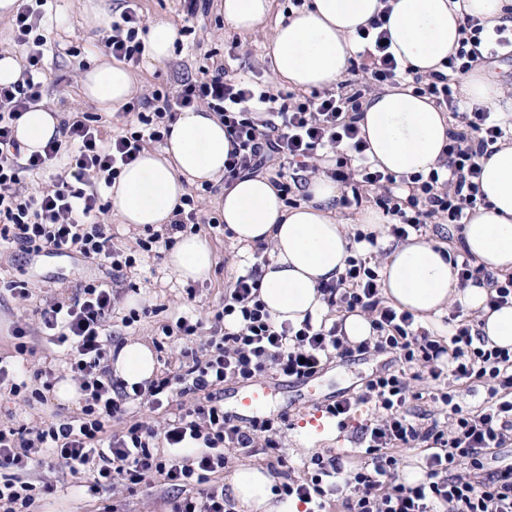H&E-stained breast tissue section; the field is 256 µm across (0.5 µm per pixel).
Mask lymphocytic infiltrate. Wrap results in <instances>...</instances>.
Wrapping results in <instances>:
<instances>
[{"label": "lymphocytic infiltrate", "instance_id": "lymphocytic-infiltrate-1", "mask_svg": "<svg viewBox=\"0 0 512 512\" xmlns=\"http://www.w3.org/2000/svg\"><path fill=\"white\" fill-rule=\"evenodd\" d=\"M48 0H18L13 18L14 44L25 58L22 75L0 84V249L23 255L80 254L123 272L134 267L137 251H151L161 236H173L203 220L199 192L184 194L163 233L136 239L134 246L113 242L103 192L134 162L148 143L163 141L177 112L204 106L224 123L231 149L224 162V181L271 168L283 195H292L309 176L322 172L325 152L336 155L330 178L348 188L343 208L361 206L364 196L389 217L396 240L426 233L430 225L462 228L484 195L480 190V157L503 139V121L490 108L466 106L457 91L462 77L484 60L512 58V27L488 26L465 17L460 38L444 60L443 71L413 78V91L431 99L456 122L436 167L428 173L400 176L374 167L360 135L361 106L366 95L383 90L404 73L384 41V14L359 27L362 51L350 60V80L337 89L307 95L256 89L252 80L230 76L225 62L200 66L197 78L183 79L175 93L153 90L128 102L137 130L107 134L100 117L78 109L60 126L61 135L43 151L24 155L14 136L18 120L47 97L44 77L49 45L40 27ZM146 21L137 0H127L100 51L130 66L145 51ZM55 182H46L47 174ZM237 276L215 315L219 327L204 355L181 350L176 372H163L148 386L127 392L106 373L107 319L117 298L113 288L97 280L80 283L67 301H55L39 312L49 343L68 348L66 369L84 397L81 414L40 428L0 427V468L11 475L0 481V512H29L36 495H51L53 485L35 486L27 476L36 453L65 465L73 474L89 473L94 489L113 482L127 488L158 476L176 488L180 498L172 512H233L220 474L229 454H281L279 434L287 415L265 416L241 425L217 403L225 382H251L267 372L306 379L318 374L332 357L389 352L395 367L370 379L364 390L325 406L327 417L345 426L363 406L371 414L361 426L364 458L343 468L339 456L314 452L305 462L307 475L283 478L280 494L305 504V512H327L341 501L344 512H512V463L489 468V452L502 447L512 432V350L488 345L473 321L449 313L447 342L417 325L407 311H397L381 293L382 262L378 256L350 257L336 282L322 289L329 307L358 310L370 320L374 336L355 346L344 344L338 324H277L258 290L259 264ZM454 266L460 287L485 286L487 305L498 310L512 303V274L487 271L468 250H459ZM484 381L488 396L478 408L463 406L455 385ZM427 384L418 392L416 383ZM189 397L182 414L156 429L147 420H127L130 401L148 411L162 408L164 396ZM429 395L436 410L420 421L414 401ZM122 422L121 431L110 428ZM174 455L154 454L156 440ZM424 449L425 478L402 482L398 454ZM345 481H338V474Z\"/></svg>", "mask_w": 512, "mask_h": 512}]
</instances>
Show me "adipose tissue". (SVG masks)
I'll list each match as a JSON object with an SVG mask.
<instances>
[{
  "instance_id": "obj_1",
  "label": "adipose tissue",
  "mask_w": 512,
  "mask_h": 512,
  "mask_svg": "<svg viewBox=\"0 0 512 512\" xmlns=\"http://www.w3.org/2000/svg\"><path fill=\"white\" fill-rule=\"evenodd\" d=\"M226 29L247 35L272 22L269 72L275 85L293 89H332L342 81L349 57L356 52V31L367 25L383 5H390L386 28L391 52L413 73L442 68L454 48L464 15L489 25H512V0H308L294 15H275V0H220ZM86 99L104 111L125 103L137 87L133 73L116 60H97L81 76ZM361 134L376 167L399 175L426 173L437 162L452 124L446 112L428 98L414 94L411 84L367 97L362 106ZM59 118L43 105L24 112L16 137L25 153L42 149L58 133ZM230 143L224 124L203 109L178 112L165 145L144 150L125 167L110 190L112 210L121 223L143 227L169 223L187 187L222 183ZM481 189L486 203L478 207L462 235L477 265L512 271V143L480 159ZM223 185V183H222ZM307 201L285 206L268 176L249 174L224 186L214 201L233 244L242 256L268 246L271 257L262 267L259 296L276 322H320L329 308L319 291L324 282L344 272L353 245L337 218L342 186L320 175L307 187ZM389 219L369 209L359 228L376 233L388 255L382 269V295L395 307L413 312L425 327L437 325L452 305L475 312L479 330L493 345L512 348V304L496 311L485 305L482 286L462 289L446 244L410 237L393 244L386 232ZM182 280L209 279L215 257L206 240L177 234L167 260ZM113 378L128 385L152 379L157 361L141 341L121 345L111 363ZM235 512H299L298 502L276 500L268 470L242 466L227 478Z\"/></svg>"
}]
</instances>
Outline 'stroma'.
<instances>
[{
  "mask_svg": "<svg viewBox=\"0 0 512 512\" xmlns=\"http://www.w3.org/2000/svg\"><path fill=\"white\" fill-rule=\"evenodd\" d=\"M83 0H54L46 16L44 28L49 42L55 50L48 57L46 71L52 110L67 116L71 106L85 112H96L94 103L86 100L81 91L79 74L83 67L99 57L95 42L90 41L83 27ZM145 19L165 18L176 24L184 35L172 59L165 67L148 70L146 66L136 69L143 87L159 88L175 92L182 78L194 76L204 64L208 53L224 56L234 53L229 61V73L235 77L252 78L263 76L267 68L262 62L265 46L270 34V24H263L253 34L239 37L224 26V16L217 9L207 15L188 17L180 0H139ZM240 43L239 51H232L233 43ZM211 246L216 264L209 280L195 283L194 296H187V284L177 278L164 260L143 258L141 264L125 271L116 289L125 305L118 316L108 321L113 342L141 340L154 343L161 340V328L174 324L178 314L190 311L199 317L204 327L214 324V314L222 306L224 292L236 274L242 273L241 258L224 229H203L200 232ZM28 280L32 295L21 302L6 291L7 281ZM88 279L111 282L107 267L84 261L77 255L45 254L16 258L12 254H0V357L13 355L15 339L11 335L14 327L26 329L25 343L30 351L29 368L52 367L57 377H65V348L48 344L37 328L36 313L47 301L67 300L76 291L77 283ZM113 282V281H112ZM150 307L147 317L133 326L121 323L122 315L130 308ZM394 363L390 353H372L349 359H330L321 372L309 380L266 376L267 384L275 392L267 411L271 414H287L292 427L281 436L286 448V468L292 478L304 475L302 462L316 451H331L341 457L343 465L355 461L361 450L359 426L363 416H356L347 428L340 430L333 440L319 439L306 447L297 440L303 429L309 428L313 414L337 397L354 393L379 371ZM81 403L77 400L62 402L54 394H47L45 401L24 404L20 398L8 391L0 390V425L28 424L39 426L53 420L56 414L78 415ZM29 479L35 485L51 483L56 488L54 496L36 502V512H99L103 505H113L116 512H169L170 490L161 479H154L149 486L133 490L115 487L112 491L93 493L88 488L78 487L76 479L67 469L42 465L33 469Z\"/></svg>",
  "mask_w": 512,
  "mask_h": 512,
  "instance_id": "obj_1",
  "label": "stroma"
}]
</instances>
